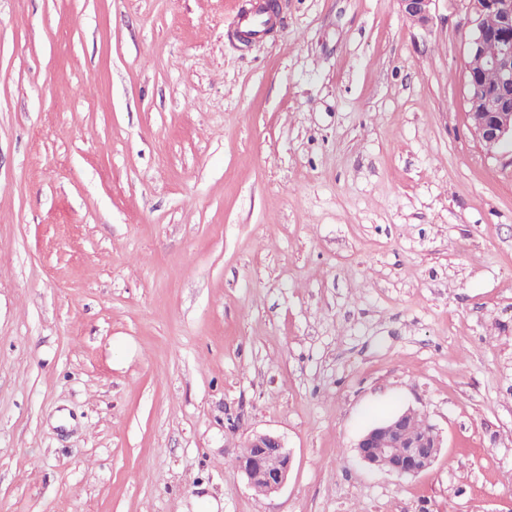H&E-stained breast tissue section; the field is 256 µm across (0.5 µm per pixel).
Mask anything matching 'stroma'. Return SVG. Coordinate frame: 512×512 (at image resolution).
<instances>
[{
    "instance_id": "1",
    "label": "stroma",
    "mask_w": 512,
    "mask_h": 512,
    "mask_svg": "<svg viewBox=\"0 0 512 512\" xmlns=\"http://www.w3.org/2000/svg\"><path fill=\"white\" fill-rule=\"evenodd\" d=\"M0 0V512H512V148L463 0ZM413 477L355 445L403 408ZM292 453L257 494L233 459ZM436 0H397L402 15L421 27H429L433 22L432 5ZM248 448L250 453L241 457L238 467L246 476L248 484L253 488V480L259 477L266 483L267 491L265 492L264 484L257 481L254 485L256 492L270 495L281 490L288 480L292 463V454L282 439L270 433L254 434L247 439L239 454L248 452ZM273 453H277L281 464L277 468L268 469L265 462Z\"/></svg>"
}]
</instances>
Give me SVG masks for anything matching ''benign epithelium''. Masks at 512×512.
Returning <instances> with one entry per match:
<instances>
[{"instance_id":"7a95c632","label":"benign epithelium","mask_w":512,"mask_h":512,"mask_svg":"<svg viewBox=\"0 0 512 512\" xmlns=\"http://www.w3.org/2000/svg\"><path fill=\"white\" fill-rule=\"evenodd\" d=\"M402 15L410 22L427 28L433 22L432 5L435 0H397ZM467 24L471 27L465 60L467 99L471 106V131L488 156L512 144V0H465ZM498 17L496 29L484 24L487 15ZM497 76L496 84L488 87L483 79L485 71ZM410 410L400 411L365 432L356 444L358 456L371 468H376V457L391 448L403 452L394 458L389 472L398 476H415L427 470L436 456L430 448L441 447L442 440L436 428L411 435L405 419ZM250 453L241 458L239 469L253 484L257 477L267 485L266 494L282 489L288 480L292 454L282 439L270 433L255 434L247 439Z\"/></svg>"}]
</instances>
